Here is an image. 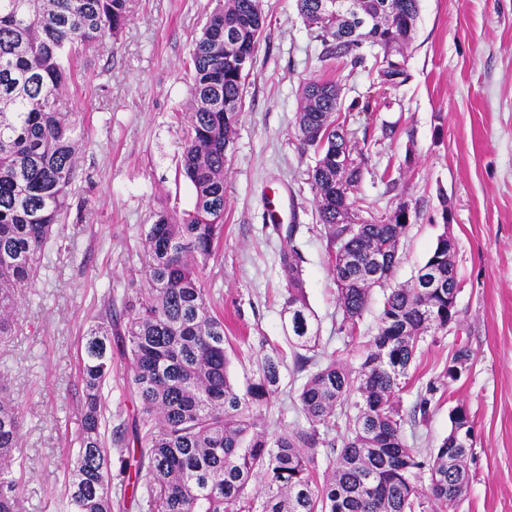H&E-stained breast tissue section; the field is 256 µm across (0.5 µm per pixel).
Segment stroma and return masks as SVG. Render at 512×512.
Listing matches in <instances>:
<instances>
[{
  "mask_svg": "<svg viewBox=\"0 0 512 512\" xmlns=\"http://www.w3.org/2000/svg\"><path fill=\"white\" fill-rule=\"evenodd\" d=\"M213 0H131L118 39L77 60L66 92L82 144L71 207L58 236L37 257V275L0 343L7 391L23 412L20 512H64V486L82 428V337L107 300L145 287L144 238L154 212L191 206L176 176L193 72V41ZM266 28L248 77L234 147L225 167L224 237L203 271L207 300L224 317L230 373L255 377L261 356L290 354L279 256H301L306 301L320 327L321 357L360 361L341 313L327 238L315 210L296 117L304 82L332 78L344 120L361 149L364 177L348 221L387 220L399 205L411 218L393 284L410 282L438 236L449 232L461 281L458 320L425 336L400 398L410 447L429 450L447 435L448 414L465 405L475 426L469 490L458 512H512V0H422L405 48L408 80L382 88L375 69H326L321 44L295 0H262ZM288 192L285 242L266 221L267 198ZM468 348L459 380H443L450 355ZM128 360L114 357L106 389L113 423L140 404L124 389ZM306 376L281 369L266 412L280 428L305 426L296 395ZM437 384L426 419L412 420L421 391Z\"/></svg>",
  "mask_w": 512,
  "mask_h": 512,
  "instance_id": "1",
  "label": "stroma"
}]
</instances>
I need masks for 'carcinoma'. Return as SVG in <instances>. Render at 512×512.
<instances>
[{
	"label": "carcinoma",
	"instance_id": "carcinoma-1",
	"mask_svg": "<svg viewBox=\"0 0 512 512\" xmlns=\"http://www.w3.org/2000/svg\"><path fill=\"white\" fill-rule=\"evenodd\" d=\"M129 2L0 0V338L11 335L18 290L31 283L35 256L53 237L73 192L81 133L62 111L61 92L74 76V57L81 46L118 37ZM319 2L296 5L321 42V61L364 67L367 46L376 50L373 67L382 84L407 81L406 69L385 50L411 40L421 0H366L353 18L355 35L346 21L319 11ZM264 27L261 0H215L195 40L178 163L193 188L192 205L154 214L145 237V296L122 298L119 313L108 304L83 336L84 414L68 512L126 510L125 497L112 492L114 453L120 482L135 473L131 497L145 500L150 512H456L467 494L469 410H451L448 435L425 461L404 439L398 404L419 342L457 317L448 290L459 288V280L442 237L410 284L389 288L377 334L357 367L333 356L318 361L319 326L305 299L300 257L293 248L282 250L283 309L294 371L306 373L297 399L308 426L270 434L261 424L279 389V356L265 355L258 378L243 391L231 378L224 317L209 309L202 273L224 234V167L247 79L239 56L252 66ZM308 85L318 94L302 90L299 142L316 156L309 177L328 240L339 330L353 339L372 290L388 288L410 211L402 204L386 223H341L357 202L363 167H336L337 152L355 150L336 123L341 88L330 79ZM425 276L438 287H422ZM114 336L131 363L127 389L140 402L132 429L137 457L127 454L124 430L108 437L102 431ZM340 417L345 432L332 436ZM22 425L13 399L0 393V512H18L22 477L13 464ZM424 469L423 489L415 477Z\"/></svg>",
	"mask_w": 512,
	"mask_h": 512
}]
</instances>
